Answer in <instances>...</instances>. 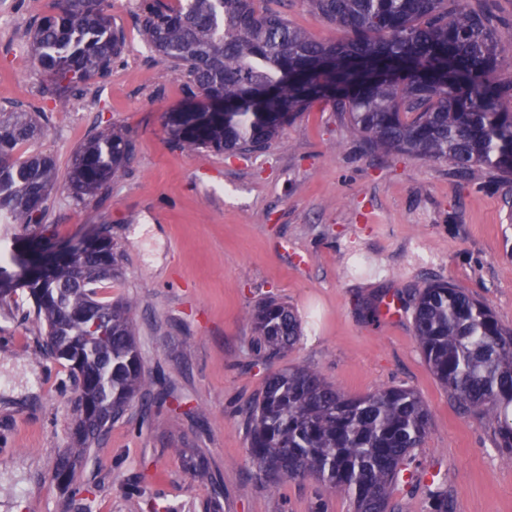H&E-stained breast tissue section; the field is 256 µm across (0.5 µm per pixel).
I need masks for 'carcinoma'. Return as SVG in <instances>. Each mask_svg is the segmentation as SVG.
<instances>
[{"label": "carcinoma", "instance_id": "cac0c4a2", "mask_svg": "<svg viewBox=\"0 0 512 512\" xmlns=\"http://www.w3.org/2000/svg\"><path fill=\"white\" fill-rule=\"evenodd\" d=\"M268 0H151L140 33L162 62L186 78L187 108L167 119L169 142L181 150L229 153L261 150L315 101L332 103L381 155L447 161L466 173L478 166L512 176V82L494 78L499 43L512 26L468 0H307L342 37L322 42L267 7ZM103 0H54V13L34 27L30 48L50 96L76 94L109 72L125 45ZM209 103L204 122L193 116ZM29 113L0 109V235L40 228L57 183L54 159L19 154L46 135ZM133 152L122 132L103 129L75 151L66 183L82 201L109 190ZM112 236L78 249L34 237L0 267V304L24 306L43 327L47 351L77 381L76 448L59 462L72 497L78 459L120 420L153 378L137 345L133 305L105 296L118 277ZM49 266L24 279L30 267ZM262 359L281 357L301 335L287 305L266 300L250 312ZM415 339L432 375L467 411L495 428L512 451V330L481 301L446 282L418 291ZM430 415L403 387L349 397L304 365L264 379L247 408L249 457L271 486L315 478L353 499L355 512H395L391 489L420 447ZM185 463L204 475L196 450Z\"/></svg>", "mask_w": 512, "mask_h": 512}]
</instances>
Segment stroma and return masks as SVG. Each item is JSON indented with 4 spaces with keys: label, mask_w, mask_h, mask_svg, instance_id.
Returning a JSON list of instances; mask_svg holds the SVG:
<instances>
[{
    "label": "stroma",
    "mask_w": 512,
    "mask_h": 512,
    "mask_svg": "<svg viewBox=\"0 0 512 512\" xmlns=\"http://www.w3.org/2000/svg\"><path fill=\"white\" fill-rule=\"evenodd\" d=\"M53 0H0V108L50 116L36 150L66 177L75 150L105 127L133 142L107 193L75 201L65 185L47 222L64 241L107 228L120 253L110 293L135 303L145 370L169 410L134 401L77 467L91 512H203L220 482L230 512H355L352 499L309 478L269 486L248 455L242 410L269 368L304 364L345 394L413 389L431 424L414 451L417 475L391 492L396 512H429L432 483L451 512H512V461L484 419L464 411L427 368L413 299L448 282L512 329V180L485 167L368 152L331 104L316 102L261 151L186 152L168 142L181 73L144 42L145 0H103L125 35L104 76L68 98L43 94L31 32ZM395 295L403 317L371 312ZM288 305L302 336L272 367L257 363L249 313ZM45 334L0 306V512H68L57 463L74 445L75 385L44 351ZM200 449L210 474L188 473L175 447Z\"/></svg>",
    "instance_id": "35a3bbf8"
}]
</instances>
